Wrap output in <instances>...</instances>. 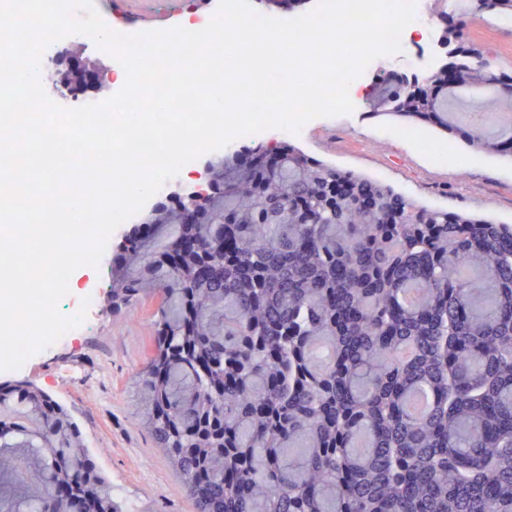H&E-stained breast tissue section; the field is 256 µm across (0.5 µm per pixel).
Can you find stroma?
I'll return each mask as SVG.
<instances>
[{"instance_id": "obj_1", "label": "stroma", "mask_w": 512, "mask_h": 512, "mask_svg": "<svg viewBox=\"0 0 512 512\" xmlns=\"http://www.w3.org/2000/svg\"><path fill=\"white\" fill-rule=\"evenodd\" d=\"M104 21L152 28L180 15L182 0H93ZM458 45L484 46L512 76V16L466 14ZM388 69L368 71L353 93L352 113L318 118L300 134L268 130L211 152L201 167L258 147L285 144L342 169L364 173L419 204L486 215L512 225V157L470 150L460 137L422 123L375 113L369 99ZM186 178L169 180L129 223L111 235L97 267H81L69 279L72 300L96 291L98 310L71 334L36 353L17 369L0 371V388L23 383L44 391L65 407L86 439L92 459L122 512H195L192 500L136 413L139 376L153 353L158 300L112 309L116 249L132 225L148 222L165 193L184 192Z\"/></svg>"}]
</instances>
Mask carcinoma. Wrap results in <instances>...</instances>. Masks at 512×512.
I'll list each match as a JSON object with an SVG mask.
<instances>
[{"label": "carcinoma", "mask_w": 512, "mask_h": 512, "mask_svg": "<svg viewBox=\"0 0 512 512\" xmlns=\"http://www.w3.org/2000/svg\"><path fill=\"white\" fill-rule=\"evenodd\" d=\"M385 103L455 130L427 93ZM275 157L224 169L222 224L158 213L167 243L112 279L116 308L160 297L140 422L197 512H512V225ZM0 409V512H119L65 408L20 387Z\"/></svg>", "instance_id": "carcinoma-1"}]
</instances>
